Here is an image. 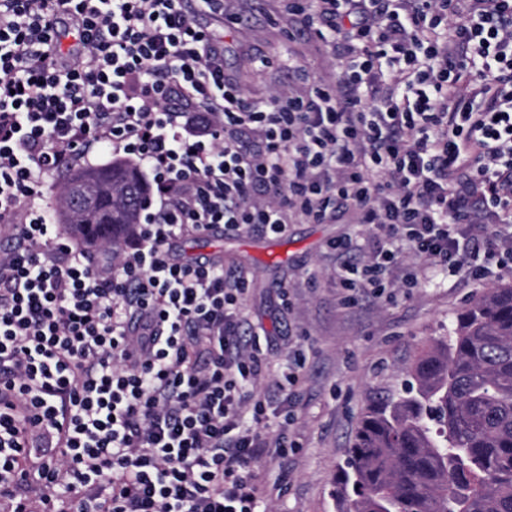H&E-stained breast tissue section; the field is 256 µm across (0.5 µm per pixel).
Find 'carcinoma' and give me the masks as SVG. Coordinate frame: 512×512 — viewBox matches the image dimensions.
<instances>
[{
    "mask_svg": "<svg viewBox=\"0 0 512 512\" xmlns=\"http://www.w3.org/2000/svg\"><path fill=\"white\" fill-rule=\"evenodd\" d=\"M90 202L71 206L68 232L118 246L138 223L145 183L130 161L77 172ZM406 395L372 404L339 479L340 512H512V286L491 289L423 350Z\"/></svg>",
    "mask_w": 512,
    "mask_h": 512,
    "instance_id": "cac0c4a2",
    "label": "carcinoma"
}]
</instances>
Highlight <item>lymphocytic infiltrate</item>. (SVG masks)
Masks as SVG:
<instances>
[{
  "instance_id": "lymphocytic-infiltrate-1",
  "label": "lymphocytic infiltrate",
  "mask_w": 512,
  "mask_h": 512,
  "mask_svg": "<svg viewBox=\"0 0 512 512\" xmlns=\"http://www.w3.org/2000/svg\"><path fill=\"white\" fill-rule=\"evenodd\" d=\"M280 2L343 63L266 103L224 73V0H0V512H263L251 467L291 417L267 414L246 279L176 257L186 236L341 203L384 242L348 290L383 294L400 238L452 273L512 264V0ZM97 152L149 193L95 261L44 188Z\"/></svg>"
}]
</instances>
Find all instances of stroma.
Returning <instances> with one entry per match:
<instances>
[{"label":"stroma","mask_w":512,"mask_h":512,"mask_svg":"<svg viewBox=\"0 0 512 512\" xmlns=\"http://www.w3.org/2000/svg\"><path fill=\"white\" fill-rule=\"evenodd\" d=\"M224 15V72L249 97L295 85L300 68L314 81L339 69L332 44L300 19H284L279 0H224ZM343 237L352 243L344 256L332 247ZM376 245L375 230L345 212L328 224L288 225L279 235L226 228L175 247L180 258L213 257L225 272L247 277L243 316L257 332L255 355L273 369L271 382H284L294 352L305 355L298 386L272 393L273 405L289 404L294 413L288 438L295 446L253 465L268 512H337L336 479L365 406L401 393L421 349L447 335L467 304L512 285L507 268L476 280L425 268L406 250L383 296L365 290L347 302L337 271ZM409 272L418 275L411 288L404 284Z\"/></svg>","instance_id":"1"}]
</instances>
